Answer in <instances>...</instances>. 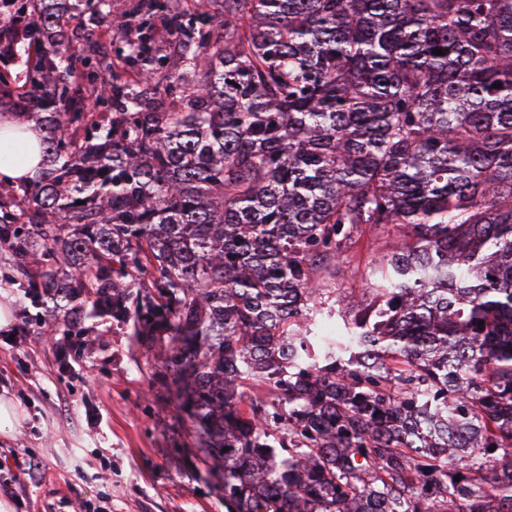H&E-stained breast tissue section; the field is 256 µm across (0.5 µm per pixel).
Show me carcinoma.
I'll return each instance as SVG.
<instances>
[{
	"label": "carcinoma",
	"instance_id": "1",
	"mask_svg": "<svg viewBox=\"0 0 512 512\" xmlns=\"http://www.w3.org/2000/svg\"><path fill=\"white\" fill-rule=\"evenodd\" d=\"M111 9L0 0V286L164 350L227 512H512V0ZM16 120L4 119L0 117V180L4 183L19 181L20 177H34L41 163V154L37 137L29 133L30 137L26 144L27 153L21 157H16L17 133L14 129L19 122ZM383 248L377 245L370 236H364L359 247V252L350 257L349 262L340 264L342 270L341 274L336 277V287L338 288H352L356 292L362 288L361 272H363L366 264L371 260L375 254L383 252ZM360 267V271L357 270Z\"/></svg>",
	"mask_w": 512,
	"mask_h": 512
}]
</instances>
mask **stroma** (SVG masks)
Returning a JSON list of instances; mask_svg holds the SVG:
<instances>
[{"label": "stroma", "instance_id": "obj_1", "mask_svg": "<svg viewBox=\"0 0 512 512\" xmlns=\"http://www.w3.org/2000/svg\"><path fill=\"white\" fill-rule=\"evenodd\" d=\"M0 395L22 418L0 435V500L13 512H225L190 461L196 427L176 408L161 359L107 318L49 344L20 288L0 290Z\"/></svg>", "mask_w": 512, "mask_h": 512}]
</instances>
